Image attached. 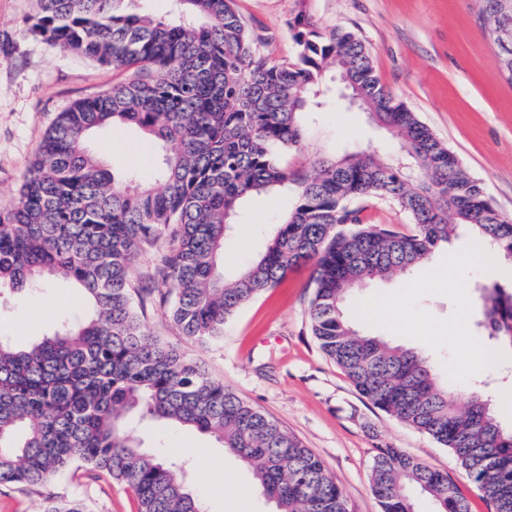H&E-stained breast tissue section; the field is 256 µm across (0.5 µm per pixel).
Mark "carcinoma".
<instances>
[{
    "label": "carcinoma",
    "instance_id": "cac0c4a2",
    "mask_svg": "<svg viewBox=\"0 0 512 512\" xmlns=\"http://www.w3.org/2000/svg\"><path fill=\"white\" fill-rule=\"evenodd\" d=\"M31 31L53 46L130 73L112 88L57 114L24 177L17 202L0 210V284L22 289L72 280L94 315L15 349L0 340V484L44 491L80 463L135 492L139 512H202L181 470L130 435L132 416L208 434L252 472L276 512H350L346 490L296 437L193 359L162 344L131 302L169 285V315L186 336L209 340L245 303L288 271L313 268L309 319L320 348L376 408L448 448L492 512H512V427L474 394L456 392L414 348L360 332L345 303L367 281L411 271L460 227L471 254L512 263V218L497 212L456 154L399 102L351 31L323 34L304 15L292 28L293 61L264 53L272 37L248 25L235 0H175L173 20L133 8L136 0H37ZM347 76L364 109L385 125L398 154L375 149L321 156L307 169L284 160L304 146V115L327 112L328 70ZM124 125L162 154L155 174L118 177L88 150L94 130ZM288 184L294 206L264 250L229 277L224 242L243 202ZM393 202L412 230L367 224V204ZM154 253L133 279L131 264ZM478 322L494 363L512 356V289L476 286ZM370 486L381 512H412V488L438 512H470L439 469L398 448H377Z\"/></svg>",
    "mask_w": 512,
    "mask_h": 512
}]
</instances>
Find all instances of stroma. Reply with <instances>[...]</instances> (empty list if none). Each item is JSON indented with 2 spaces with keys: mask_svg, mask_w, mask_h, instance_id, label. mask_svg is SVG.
<instances>
[{
  "mask_svg": "<svg viewBox=\"0 0 512 512\" xmlns=\"http://www.w3.org/2000/svg\"><path fill=\"white\" fill-rule=\"evenodd\" d=\"M237 6L247 23L261 25L272 36L269 51L278 60L295 55L291 25L298 14L322 31H355L370 47L383 84L448 144L483 183L492 205L512 217V81L500 70L477 0H237ZM35 11V0H0V210L18 200L23 178L57 113L123 77L33 34ZM368 145L383 153L393 148L364 113L322 112L308 125L302 153H288L287 161L308 164L323 153ZM87 147L114 173L134 169L144 178L154 172L159 156L140 130L127 126L99 130ZM293 203L288 189L246 202L224 248L226 274L254 258ZM469 246V236L460 234L436 250L428 266L447 268L449 253ZM428 266L362 288V296L378 304L396 295L403 303L401 336L393 335L382 314L374 316L368 331L429 354L457 386L460 403L482 392L491 396L500 420L512 424V396L506 393L512 387V365L502 364L483 376L469 375L466 369L469 349L488 343L477 327L481 310L475 287L512 284V265L494 260L480 271L459 272L427 287ZM313 292L308 268H298L243 305L221 336L205 344L182 335L161 309L159 294L147 296L145 305L155 336L201 362L213 379L318 455L347 490L352 512H380L370 489L380 444L399 448L426 467L446 470L472 512H491L447 448L363 399L322 352L309 325ZM463 296L470 304L464 316L458 308ZM87 308L78 289L65 280L23 291L0 288V336L24 347L53 335ZM452 334L459 338L453 345L448 342ZM132 431L158 456L183 465L185 483L205 512H274L249 469L213 438L149 418L135 421ZM243 486L248 496L240 495ZM51 491L59 501L80 503L84 512H137L130 486L105 474L89 479L80 467L56 481Z\"/></svg>",
  "mask_w": 512,
  "mask_h": 512,
  "instance_id": "obj_1",
  "label": "stroma"
}]
</instances>
